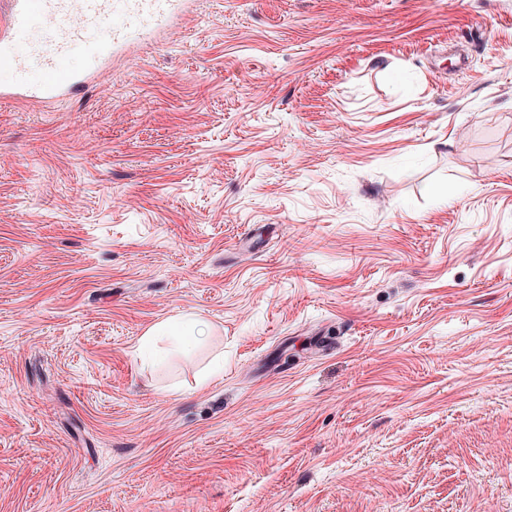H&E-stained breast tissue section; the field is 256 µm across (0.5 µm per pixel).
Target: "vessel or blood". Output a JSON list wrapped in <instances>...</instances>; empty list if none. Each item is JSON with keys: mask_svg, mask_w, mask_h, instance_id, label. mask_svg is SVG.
<instances>
[{"mask_svg": "<svg viewBox=\"0 0 512 512\" xmlns=\"http://www.w3.org/2000/svg\"><path fill=\"white\" fill-rule=\"evenodd\" d=\"M185 0H10L0 14V101L42 103L70 96L117 51L161 27ZM85 57L89 71L71 65ZM36 80H29L30 71Z\"/></svg>", "mask_w": 512, "mask_h": 512, "instance_id": "obj_1", "label": "vessel or blood"}]
</instances>
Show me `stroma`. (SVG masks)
<instances>
[{"mask_svg":"<svg viewBox=\"0 0 512 512\" xmlns=\"http://www.w3.org/2000/svg\"><path fill=\"white\" fill-rule=\"evenodd\" d=\"M0 512H512V0H197L0 103ZM195 320L191 315H180L158 323L141 338V345L151 346L159 336H168L188 343L187 336H193Z\"/></svg>","mask_w":512,"mask_h":512,"instance_id":"stroma-1","label":"stroma"}]
</instances>
